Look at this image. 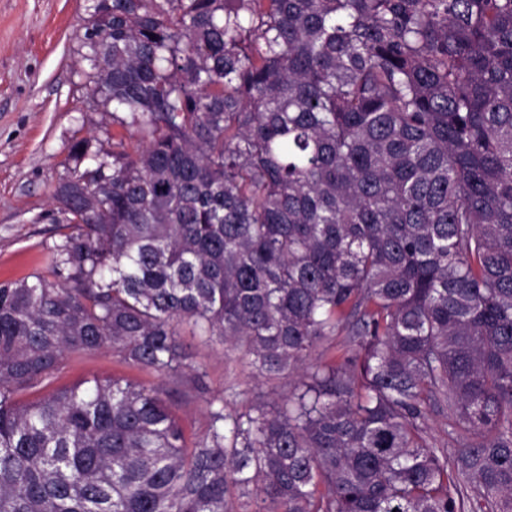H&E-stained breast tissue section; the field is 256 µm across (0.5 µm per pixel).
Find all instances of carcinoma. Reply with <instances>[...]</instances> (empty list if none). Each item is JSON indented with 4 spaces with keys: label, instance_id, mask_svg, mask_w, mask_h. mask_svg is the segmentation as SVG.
<instances>
[{
    "label": "carcinoma",
    "instance_id": "1",
    "mask_svg": "<svg viewBox=\"0 0 512 512\" xmlns=\"http://www.w3.org/2000/svg\"><path fill=\"white\" fill-rule=\"evenodd\" d=\"M83 46L142 145L74 138L0 283V512H512V0H94ZM186 336L295 391L188 441ZM100 349L176 388L17 400ZM353 349L354 345L351 341V336H347L346 333H340L324 341L317 348L313 359L317 358L322 362H336L340 361L343 355L351 354ZM425 439L432 446L448 448V454L454 453L455 449L464 442L463 436H448V417L441 409L428 415Z\"/></svg>",
    "mask_w": 512,
    "mask_h": 512
}]
</instances>
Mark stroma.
<instances>
[{
    "label": "stroma",
    "instance_id": "35a3bbf8",
    "mask_svg": "<svg viewBox=\"0 0 512 512\" xmlns=\"http://www.w3.org/2000/svg\"><path fill=\"white\" fill-rule=\"evenodd\" d=\"M92 0H0V283L48 273L49 257L72 228L54 198L68 176L73 136L107 140L112 116L95 110L86 87L90 63L82 45ZM205 371V397L238 393L237 409L255 395L278 401L288 380L254 378L246 358L189 341ZM147 385L156 373L130 366L109 351L66 356L47 390L92 375Z\"/></svg>",
    "mask_w": 512,
    "mask_h": 512
}]
</instances>
